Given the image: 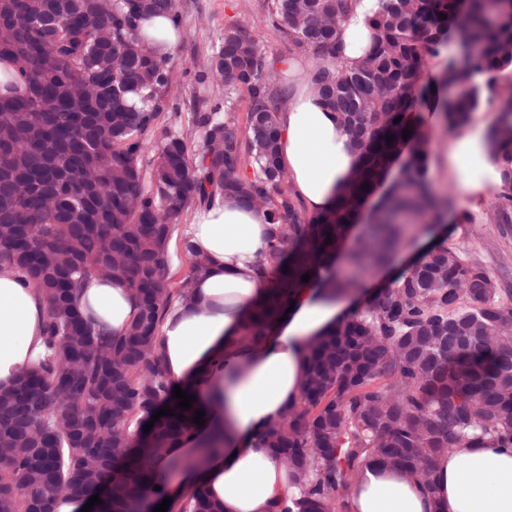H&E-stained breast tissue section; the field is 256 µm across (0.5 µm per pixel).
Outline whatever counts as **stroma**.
Masks as SVG:
<instances>
[{"label": "stroma", "mask_w": 512, "mask_h": 512, "mask_svg": "<svg viewBox=\"0 0 512 512\" xmlns=\"http://www.w3.org/2000/svg\"><path fill=\"white\" fill-rule=\"evenodd\" d=\"M182 15L181 39L171 54L173 86L167 105L159 116L160 124L178 123L190 127L192 112L203 100H219L224 96L220 82L209 78L199 80V66L211 54L224 32L234 20L242 21L254 36L268 58L287 55L288 47L269 19L264 0H177ZM192 131L194 144H201L200 130ZM453 137L438 130L431 137L429 167L443 185V191L452 200V208L445 214L442 227L448 247L477 262L498 280L501 301L512 305V233L505 235L498 224L489 222L488 204L477 207L463 205V188L459 184L448 154ZM467 215V222H457V215Z\"/></svg>", "instance_id": "obj_1"}]
</instances>
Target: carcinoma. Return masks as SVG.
Instances as JSON below:
<instances>
[{
    "label": "carcinoma",
    "instance_id": "carcinoma-1",
    "mask_svg": "<svg viewBox=\"0 0 512 512\" xmlns=\"http://www.w3.org/2000/svg\"><path fill=\"white\" fill-rule=\"evenodd\" d=\"M377 37L365 63L314 71L322 104L362 158L338 206L310 215L285 185L279 113L291 99L244 24L231 22L199 79L224 99L191 115L204 133L196 149L177 125H158L173 83L169 56L144 22L169 17L177 0H0V267L17 272L46 302L43 336L51 354L0 391V512H51L68 494L84 503L106 474L116 492L96 512H143V486L160 487L152 459L192 429L195 408H177L162 366L165 311L192 300L174 289L168 245L182 211L218 196L266 210L275 281L243 336L266 335L304 284L343 250L375 189L406 146L409 158L372 208L369 249L346 253L351 273L322 279L353 293L361 276L402 245L401 218L438 224L451 201L429 176L430 131L409 121L429 107L455 135L496 98L512 70V0H379ZM349 0H266L293 54H334ZM446 18H441V15ZM453 32L476 52L448 62L441 98L419 83ZM248 95L245 137L234 128L232 94ZM488 134L498 182L489 218L512 223V109H498ZM411 136L404 139V130ZM393 137L387 142L386 137ZM154 156L145 161L148 145ZM331 242H326V238ZM191 277L209 261L189 243ZM120 276L140 303L125 336L97 332L75 294L91 275ZM169 406L149 432L144 425ZM184 418H178V415ZM301 497L280 512H336L369 457L429 481L434 460L454 446L512 448V305L481 266L446 246L432 249L396 285L307 348L302 405L269 432ZM167 512H222L200 488Z\"/></svg>",
    "mask_w": 512,
    "mask_h": 512
}]
</instances>
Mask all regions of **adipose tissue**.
Returning <instances> with one entry per match:
<instances>
[{
  "instance_id": "obj_1",
  "label": "adipose tissue",
  "mask_w": 512,
  "mask_h": 512,
  "mask_svg": "<svg viewBox=\"0 0 512 512\" xmlns=\"http://www.w3.org/2000/svg\"><path fill=\"white\" fill-rule=\"evenodd\" d=\"M377 0H350L341 24L339 56L313 61L289 56L297 84L290 106L279 115V159L292 188L309 212L337 206L361 158L349 145L336 115L309 90L316 69L335 73L364 63L375 33ZM485 123L462 129L451 161L457 178L474 198L486 153ZM272 226L264 209L215 199L196 211L183 237L207 256V272L193 282L194 299L175 303L159 329L162 363L172 384L194 398L205 423L191 439L177 442L154 460L166 474V494L180 500L204 487L223 512H275L274 502L296 496L288 471L267 433L288 407L300 406L306 348L356 310L358 298H328L318 282L300 288L295 305L260 343L243 336L250 314L267 299L274 271L267 268ZM89 322L119 337L136 320L140 306L121 277L90 276L77 293ZM45 302L22 278L0 269V390L46 353ZM224 446L205 452L216 432ZM204 458L203 466L170 472L169 457ZM347 512H512V448L464 445L439 456L432 483L367 462L346 495Z\"/></svg>"
}]
</instances>
